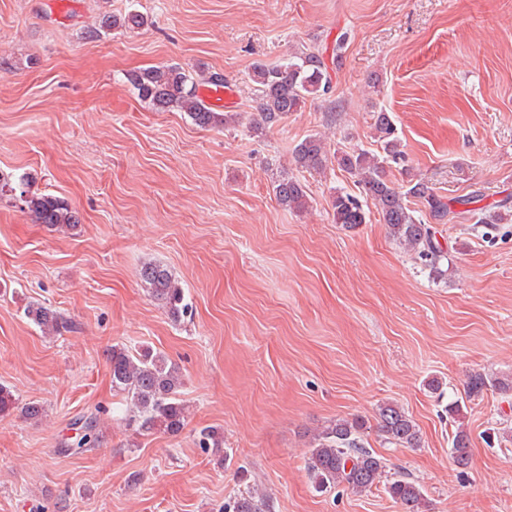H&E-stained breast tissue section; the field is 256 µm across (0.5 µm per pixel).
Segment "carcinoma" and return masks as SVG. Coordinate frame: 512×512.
I'll use <instances>...</instances> for the list:
<instances>
[{
    "label": "carcinoma",
    "instance_id": "1",
    "mask_svg": "<svg viewBox=\"0 0 512 512\" xmlns=\"http://www.w3.org/2000/svg\"><path fill=\"white\" fill-rule=\"evenodd\" d=\"M128 81L138 97L159 111L176 108L187 113L193 123L204 129H219L235 124L241 114L216 112L196 94V83L178 66L150 67L134 71ZM257 84L258 118L252 129L259 132L279 123L291 112H298L307 97L330 91L324 64L312 52H302L295 60L283 65H258L253 71ZM375 130L382 141L384 155L366 151H340L337 165L349 174L360 189L356 197L338 191L331 206L336 223L354 228L367 221L363 204L372 205L386 224L394 241L414 251L429 268L430 273L442 276L441 263L448 259V251L437 240L432 225L416 214L409 198L426 202L430 215L442 220L452 214L450 204L427 184L417 182L407 191L397 190L389 181L384 166L385 156L395 157L399 139L396 127L386 112L376 115ZM295 167L306 172H319L328 162L322 141L309 135L299 141L293 150ZM14 186H0V195L17 191ZM20 199L37 224L54 230L73 229L79 218L65 201L51 194H32L20 189ZM278 204L288 210H301L308 204L305 185L296 177L284 175L273 185ZM141 285L150 296L164 307L172 321L178 322L188 310L184 288L164 264L148 262L138 272ZM25 317L46 337H57L74 329L72 321L61 312L38 302L29 303ZM112 390L125 403L122 417L125 427L137 436L165 434L179 435L186 424L189 408L181 398L183 378L180 368L170 362L161 351L150 347L132 352L122 344L112 346L108 353ZM491 387L502 395H512V377H491L481 373L471 376L468 396H478ZM20 413L25 420H39L45 408L37 401L22 403L13 391L0 384V417ZM377 428L388 443L404 448L421 447L419 430L403 408L384 403L376 413ZM97 420L91 418L82 425L85 433L74 451L82 452L98 441ZM366 428L361 418H339L313 434L307 456V471L320 488L344 485L354 493L362 494L383 486L384 491L403 512H424L426 499L423 487L413 478L402 476L383 480V458L367 448L363 438ZM196 445L204 452L221 453L224 434L217 428H204L196 436ZM469 433L457 425L451 440V454L460 466L470 459ZM224 512H273L272 497L251 487L224 504Z\"/></svg>",
    "mask_w": 512,
    "mask_h": 512
}]
</instances>
